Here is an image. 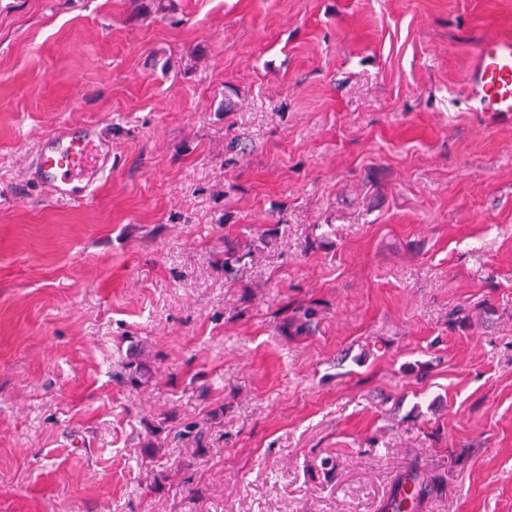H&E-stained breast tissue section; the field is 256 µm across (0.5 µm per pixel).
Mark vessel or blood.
I'll list each match as a JSON object with an SVG mask.
<instances>
[{"mask_svg": "<svg viewBox=\"0 0 512 512\" xmlns=\"http://www.w3.org/2000/svg\"><path fill=\"white\" fill-rule=\"evenodd\" d=\"M467 96L490 122H512V37L492 35L477 45ZM112 143L93 127L58 130L37 143L34 173L57 199L78 200L110 170Z\"/></svg>", "mask_w": 512, "mask_h": 512, "instance_id": "obj_1", "label": "vessel or blood"}]
</instances>
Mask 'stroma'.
I'll use <instances>...</instances> for the list:
<instances>
[{
  "mask_svg": "<svg viewBox=\"0 0 512 512\" xmlns=\"http://www.w3.org/2000/svg\"><path fill=\"white\" fill-rule=\"evenodd\" d=\"M491 34L512 0H0V512H386L415 467L418 512H512ZM81 124L112 169L46 197ZM468 98L490 123L512 121V37L492 35L477 45L467 86ZM112 142L94 127L58 130L37 143L34 173L56 199H83L112 169ZM319 316V309L315 303L303 304L296 307L292 316L284 322L286 329H293L298 336L309 335ZM409 483L413 486L410 495L402 498L397 506L395 512H414L419 506L421 500L422 491L426 486V483H430L434 486H438L441 483V479L437 476H432L428 479V476L421 473L417 468L409 471L405 476H401L396 480L397 486H403Z\"/></svg>",
  "mask_w": 512,
  "mask_h": 512,
  "instance_id": "obj_1",
  "label": "stroma"
}]
</instances>
